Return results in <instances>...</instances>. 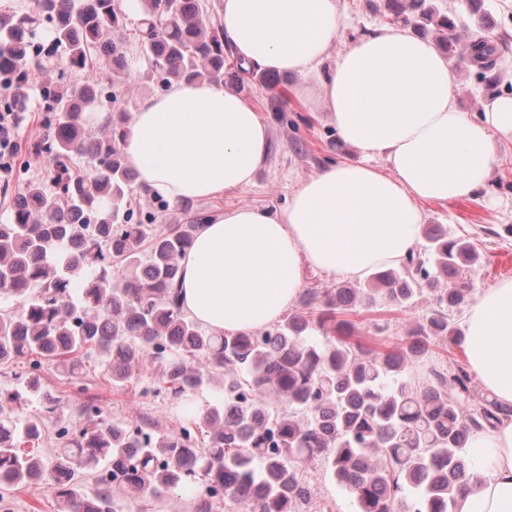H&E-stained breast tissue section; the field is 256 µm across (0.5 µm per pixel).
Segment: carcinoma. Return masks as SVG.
Returning <instances> with one entry per match:
<instances>
[{"instance_id": "1", "label": "carcinoma", "mask_w": 512, "mask_h": 512, "mask_svg": "<svg viewBox=\"0 0 512 512\" xmlns=\"http://www.w3.org/2000/svg\"><path fill=\"white\" fill-rule=\"evenodd\" d=\"M142 46L161 82L208 80L238 88L255 80L274 88L269 72L236 63L224 70V35L200 0H140ZM396 22L415 19L441 31V49L464 56L453 20L427 0H387ZM50 27L39 31L41 22ZM125 14L118 0H35L22 15L0 14V77L26 94L32 72L40 86L47 134L30 145L52 170L49 183L30 182L13 198V218L0 224V291L22 298L18 314L0 313V364L27 359L30 372L15 402L42 398L35 371L43 361L70 373L95 351L112 383L128 382L151 354L158 382L174 397L209 387L224 376L223 399L198 412L173 434L127 429L85 406L86 421L63 429L51 469L19 451L38 438V426L0 419V488L32 480L51 485L60 512H117L112 484L154 494L203 482L196 512H299L305 483L300 470L324 460L355 512H456L469 484L460 452L478 431L512 417V405L475 394L460 364L433 367L416 381L411 367L431 340L457 345L461 331L446 311L465 304L470 288L459 268L475 262L470 244L450 239L440 224L421 229L424 248L397 268L372 273L361 288L339 285L328 299L313 291L301 311L272 330L214 334L182 310L180 260L198 225L162 228L144 221L132 204L137 178L119 143L125 113L112 111V86L125 82L129 62L116 34ZM495 47L469 44L468 61L481 76L493 70ZM103 61L106 73L82 82L74 73ZM106 113L102 131L90 134L83 114L92 105ZM90 168L74 174L76 161ZM149 259L142 260L143 247ZM429 295L432 307L410 333L411 341L386 353L352 341L351 325L312 339L316 325L356 305L407 307ZM329 312L315 321L320 305ZM280 401L288 411L276 413ZM207 447H198L199 437ZM104 465L89 496L83 470Z\"/></svg>"}]
</instances>
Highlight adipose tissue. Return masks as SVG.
Instances as JSON below:
<instances>
[{"label":"adipose tissue","mask_w":512,"mask_h":512,"mask_svg":"<svg viewBox=\"0 0 512 512\" xmlns=\"http://www.w3.org/2000/svg\"><path fill=\"white\" fill-rule=\"evenodd\" d=\"M233 54L260 71L305 77L327 65L322 105L361 156L321 169L287 208L210 212L181 260L183 310L210 331H256L300 294L301 266L360 280L400 265L420 244L426 202L475 196L490 180L494 139H512V95L460 112L447 57L405 30L381 27L337 58V0H219ZM124 152L144 190L175 204L250 187L269 160L259 112L223 85L173 82L142 99ZM460 349L492 397L512 404V280L485 289ZM475 483L457 512H512V419L475 434Z\"/></svg>","instance_id":"ef3b65f1"}]
</instances>
